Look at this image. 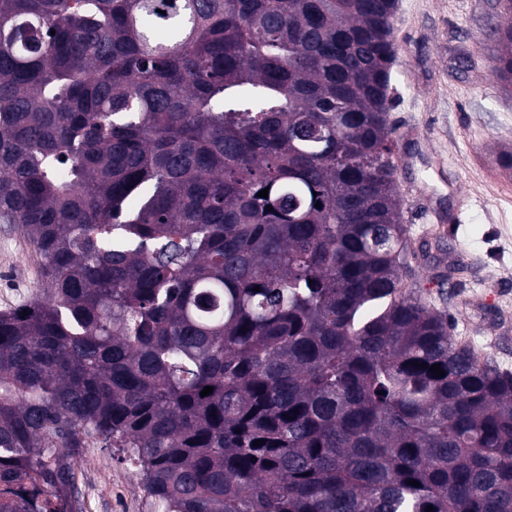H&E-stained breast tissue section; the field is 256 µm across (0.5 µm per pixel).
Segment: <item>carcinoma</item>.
<instances>
[{
    "mask_svg": "<svg viewBox=\"0 0 512 512\" xmlns=\"http://www.w3.org/2000/svg\"><path fill=\"white\" fill-rule=\"evenodd\" d=\"M393 9L0 0V512H83L92 438L151 512H512V373L406 283ZM0 224V253L16 254V265L4 270L0 265V310H8L31 301L41 293L43 287L42 262L29 240L14 226ZM5 288L18 290L17 300L13 306L2 304V291Z\"/></svg>",
    "mask_w": 512,
    "mask_h": 512,
    "instance_id": "cac0c4a2",
    "label": "carcinoma"
}]
</instances>
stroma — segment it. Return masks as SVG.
Here are the masks:
<instances>
[{"instance_id":"stroma-1","label":"stroma","mask_w":512,"mask_h":512,"mask_svg":"<svg viewBox=\"0 0 512 512\" xmlns=\"http://www.w3.org/2000/svg\"><path fill=\"white\" fill-rule=\"evenodd\" d=\"M498 0H397L390 121L398 154L402 219L415 246L414 279L434 310L452 316V334L483 358L512 371V179L499 162L512 151V86L495 67L488 38ZM463 210L455 237L434 229L440 215ZM0 291L36 298L42 262L29 240L0 224ZM75 493L83 512H148L140 477L123 453L94 443L84 450Z\"/></svg>"}]
</instances>
